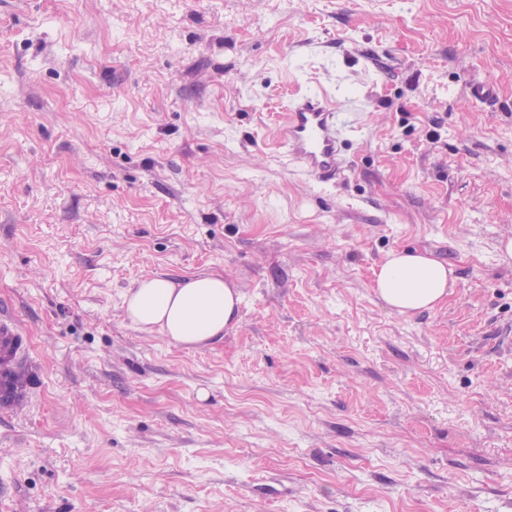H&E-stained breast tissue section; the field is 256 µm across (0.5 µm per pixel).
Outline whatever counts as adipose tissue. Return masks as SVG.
Masks as SVG:
<instances>
[{
    "label": "adipose tissue",
    "instance_id": "ef3b65f1",
    "mask_svg": "<svg viewBox=\"0 0 512 512\" xmlns=\"http://www.w3.org/2000/svg\"><path fill=\"white\" fill-rule=\"evenodd\" d=\"M455 283L453 266L414 250L391 251L374 274L376 294L402 314L434 307ZM239 303L236 285L223 276L191 274L142 278L126 292L123 308L136 328L199 348L223 340L237 320Z\"/></svg>",
    "mask_w": 512,
    "mask_h": 512
}]
</instances>
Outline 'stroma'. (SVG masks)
<instances>
[{
  "label": "stroma",
  "instance_id": "stroma-1",
  "mask_svg": "<svg viewBox=\"0 0 512 512\" xmlns=\"http://www.w3.org/2000/svg\"><path fill=\"white\" fill-rule=\"evenodd\" d=\"M335 87L320 186L274 128ZM509 240L512 0H0V512H512ZM406 248L458 275L433 309L373 289ZM193 273L222 341L126 318ZM240 293L217 274L148 276L123 301L126 318L138 329H154L185 348L205 347L224 338L237 320ZM14 351L0 339V406L8 405L25 386L27 377L20 366H15Z\"/></svg>",
  "mask_w": 512,
  "mask_h": 512
}]
</instances>
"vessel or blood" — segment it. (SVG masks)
Listing matches in <instances>:
<instances>
[{
    "mask_svg": "<svg viewBox=\"0 0 512 512\" xmlns=\"http://www.w3.org/2000/svg\"><path fill=\"white\" fill-rule=\"evenodd\" d=\"M276 142L289 162L312 180L333 185L348 170L352 146L339 122V108L326 93L313 91L293 98L276 132Z\"/></svg>",
    "mask_w": 512,
    "mask_h": 512,
    "instance_id": "1",
    "label": "vessel or blood"
}]
</instances>
